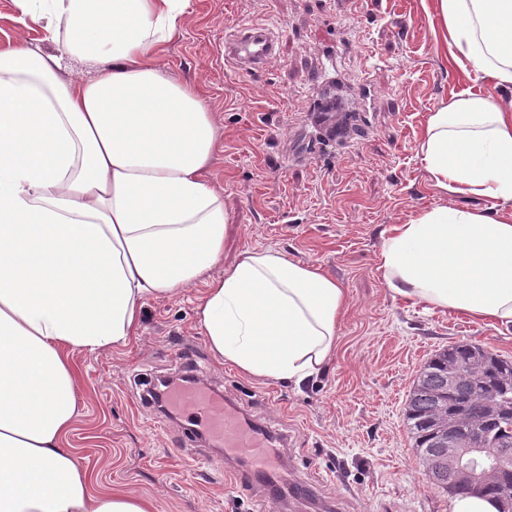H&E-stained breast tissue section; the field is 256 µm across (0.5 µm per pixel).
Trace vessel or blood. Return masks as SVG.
<instances>
[{
  "mask_svg": "<svg viewBox=\"0 0 512 512\" xmlns=\"http://www.w3.org/2000/svg\"><path fill=\"white\" fill-rule=\"evenodd\" d=\"M277 53V42L269 27L245 25L239 27L224 42V56L243 71H254ZM342 102L328 93L313 92L309 108L316 123L315 143L311 154L326 158L338 145H347L364 138L369 130L365 114H356L347 125L339 121ZM166 400L173 409L196 418L199 426L225 457L248 461L263 460L260 478L268 487H276L281 472L279 462L267 456L270 437L259 427L243 423L224 403L221 394L196 384L170 383Z\"/></svg>",
  "mask_w": 512,
  "mask_h": 512,
  "instance_id": "1",
  "label": "vessel or blood"
}]
</instances>
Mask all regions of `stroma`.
Segmentation results:
<instances>
[{"instance_id": "obj_1", "label": "stroma", "mask_w": 512, "mask_h": 512, "mask_svg": "<svg viewBox=\"0 0 512 512\" xmlns=\"http://www.w3.org/2000/svg\"><path fill=\"white\" fill-rule=\"evenodd\" d=\"M193 10L160 63L198 83L218 120L208 177L224 189V261L252 248L285 250L336 278L348 297L336 355L302 389L261 382L210 351L195 327L199 288L149 300L128 345L70 352L83 405L69 447L102 483L154 499L156 512H449L406 426L410 391L420 367L455 343L512 359V329L394 298L376 264L384 231L417 209L490 207L435 187L419 155L428 112L472 86L440 53L439 17L421 0H193ZM251 23L269 24L279 50L263 72L245 76L225 59L224 40ZM330 52L335 93L350 111L371 112L372 132L337 149L331 164L289 162L310 129L306 101ZM366 73L376 93L365 104L354 88ZM187 350L197 382L276 438L283 489L305 483L314 500H270L257 481L233 487L223 450L194 439L190 417L140 402L145 378L181 377Z\"/></svg>"}]
</instances>
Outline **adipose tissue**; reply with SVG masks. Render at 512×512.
Instances as JSON below:
<instances>
[{"label":"adipose tissue","mask_w":512,"mask_h":512,"mask_svg":"<svg viewBox=\"0 0 512 512\" xmlns=\"http://www.w3.org/2000/svg\"><path fill=\"white\" fill-rule=\"evenodd\" d=\"M41 31L0 45V512H155L100 487L64 445L79 415L68 351L127 345L147 301L195 286L212 353L302 385L332 361L346 295L321 266L250 249L224 264L208 177L217 124L202 88L163 68L191 0H14ZM449 66L486 93L429 112L433 184L486 197L393 224L377 254L392 296L512 326V0H431Z\"/></svg>","instance_id":"obj_1"}]
</instances>
